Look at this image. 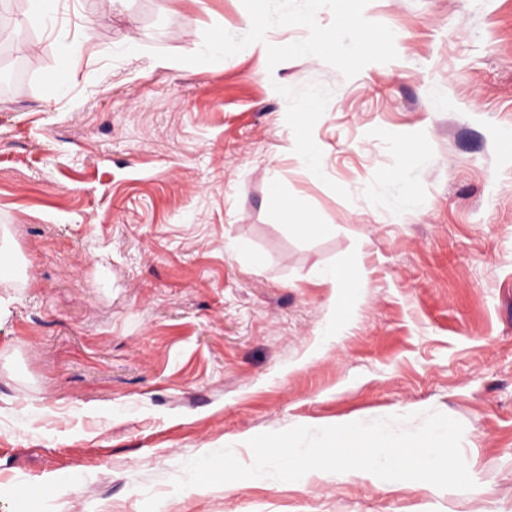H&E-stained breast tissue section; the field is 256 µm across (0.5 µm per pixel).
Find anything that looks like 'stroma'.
<instances>
[{"mask_svg": "<svg viewBox=\"0 0 512 512\" xmlns=\"http://www.w3.org/2000/svg\"><path fill=\"white\" fill-rule=\"evenodd\" d=\"M307 10L63 0L25 30L41 65L0 96V512H512V0H325L313 58L285 51ZM293 199L319 234L289 231ZM334 265L368 281L341 325ZM429 411L463 425L473 489L172 486L210 449L251 464L261 433ZM298 155L310 176L313 178H320L323 175V157L320 149L315 143L311 140H303L300 143Z\"/></svg>", "mask_w": 512, "mask_h": 512, "instance_id": "35a3bbf8", "label": "stroma"}]
</instances>
